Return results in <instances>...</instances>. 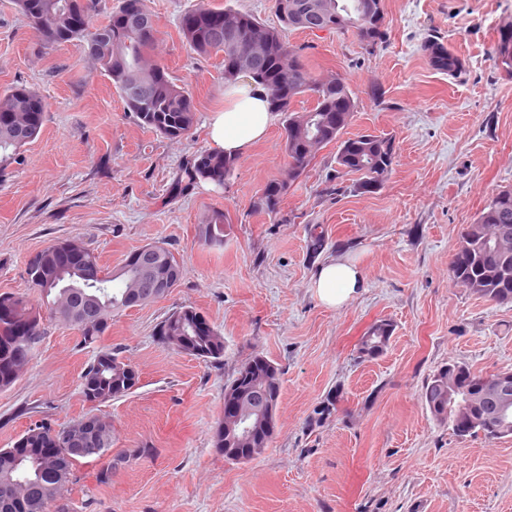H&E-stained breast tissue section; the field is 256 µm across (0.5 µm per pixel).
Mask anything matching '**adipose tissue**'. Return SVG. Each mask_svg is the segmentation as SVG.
<instances>
[{
    "mask_svg": "<svg viewBox=\"0 0 512 512\" xmlns=\"http://www.w3.org/2000/svg\"><path fill=\"white\" fill-rule=\"evenodd\" d=\"M276 118L252 80L239 79L225 87L224 109L211 117L210 144L214 150L228 155H245L256 143L267 139ZM364 286L361 268L347 257L323 264L311 281L315 298L329 308L343 306Z\"/></svg>",
    "mask_w": 512,
    "mask_h": 512,
    "instance_id": "obj_1",
    "label": "adipose tissue"
}]
</instances>
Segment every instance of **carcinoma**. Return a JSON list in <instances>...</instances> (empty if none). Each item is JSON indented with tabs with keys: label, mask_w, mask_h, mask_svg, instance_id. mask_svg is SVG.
<instances>
[{
	"label": "carcinoma",
	"mask_w": 512,
	"mask_h": 512,
	"mask_svg": "<svg viewBox=\"0 0 512 512\" xmlns=\"http://www.w3.org/2000/svg\"><path fill=\"white\" fill-rule=\"evenodd\" d=\"M314 0H275L280 26H270L253 15L232 6L220 9L201 6L186 14L180 21V33L191 51L200 56L222 54L224 65H229L240 49L255 47L254 79L264 88L274 112L281 115L283 150L288 157L281 178L265 185L254 201V208L267 214H278L283 196L303 175L313 155L307 141L313 139L323 148L336 145V173L341 178L359 175L357 189L373 193L380 189L393 170L388 155L394 139L373 133L345 136L356 109V94L342 74L319 79L302 60L300 49L288 42L287 29L312 31H341L336 25V14L319 18L307 12L306 5ZM339 3L342 15H351L360 41L370 39L372 44L385 42L387 28H378L365 36L361 20L366 15V0H330ZM19 11L27 18L37 37L47 47H58L73 41L88 43L94 64L110 79L120 94L126 111L138 123L168 138L190 133L196 123V112L191 93L178 85L167 69L148 59L156 27L152 13L144 0H122L111 12L105 25L94 24L95 0H16ZM72 8L80 12L85 26L79 30L65 23V12ZM422 50L433 69L450 77L464 71L461 59L437 36L425 38ZM512 30L500 29L495 50V63L512 75ZM307 95L315 105L299 112L294 109L295 98ZM36 100L40 110L27 109ZM46 118V105L38 92L15 86L0 93V175L22 160L23 148L41 132ZM239 159L201 150L184 166L174 185L180 191L199 182L216 187L234 174ZM227 218L221 210L211 211L197 226L198 238L208 246L224 245ZM73 240L66 239L50 245L43 251L44 279L29 280L43 297L48 298L50 311L64 307L67 314L56 319L73 327L80 334V343L92 345L111 327L112 318L120 313L153 302L145 296H133L136 262L124 260L128 270L115 275V270L103 268L99 257L84 249L85 266L64 259ZM497 262L507 267V275L492 277L488 264ZM453 284L497 304L512 303V190H503L493 197L468 225L461 236L450 266ZM0 363L11 358L26 336L45 335L42 316L27 298L12 293L0 294ZM197 309L179 307L170 312L157 326L156 335L171 349L209 361L224 358V336L211 329L206 337L180 343L186 336L195 335L193 320ZM392 325L379 321L362 337L358 351L361 357L374 359L382 355L390 342ZM273 369L266 388L256 391L255 399L267 396L280 399L281 370L270 360ZM133 365L112 348L100 350L81 374L80 389L86 402L105 403L119 399L129 390L114 391L112 386ZM421 399L431 416L440 423L454 425L445 407L448 406V388L438 384L436 377L427 379ZM114 429L104 420V433L96 449L76 452L65 444L61 434L45 424H37L24 432L19 444L22 448H59L66 467L63 471L41 460H20L6 448H0V512H70L66 493V477L74 476L77 465L86 459L100 461L112 449ZM64 501L59 507L57 501Z\"/></svg>",
	"instance_id": "cac0c4a2"
}]
</instances>
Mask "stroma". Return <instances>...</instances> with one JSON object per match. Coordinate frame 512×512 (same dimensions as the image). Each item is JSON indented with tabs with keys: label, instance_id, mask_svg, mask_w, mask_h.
<instances>
[{
	"label": "stroma",
	"instance_id": "35a3bbf8",
	"mask_svg": "<svg viewBox=\"0 0 512 512\" xmlns=\"http://www.w3.org/2000/svg\"><path fill=\"white\" fill-rule=\"evenodd\" d=\"M203 3L278 23L274 0H146L157 29L151 58L196 109L193 130L169 139L125 112L86 43L44 48L14 0H0V92L28 87L47 108L22 164L0 177V293L36 299L30 256L73 237L107 269L156 242L183 267L172 292L114 317L98 346L46 320L29 363L0 390V448L37 423L110 420L112 450L130 460L106 484L99 464L80 466L71 512H512V437H458L421 400L449 362L512 370V303L449 278L461 234L512 189V77L494 61L512 0H384L388 39L372 48L349 31L287 32L315 76L349 79L357 108L347 135L392 136L397 155L384 186L363 194L356 175L336 178L328 145L271 216L253 202L287 164L278 122L224 188L172 190L182 165L209 148V117L224 107L223 56L191 53L179 32L181 16ZM430 34L463 60L461 78L430 67L420 49ZM215 209L230 222L220 248L197 236ZM343 256L360 262L366 288L329 309L312 274ZM180 306L223 333L222 362L157 338L156 325ZM380 321L393 326L386 351L361 358V337ZM100 347L119 349L140 384L94 406L80 376ZM258 353L282 372L277 426L261 456L235 464L212 435L225 383Z\"/></svg>",
	"mask_w": 512,
	"mask_h": 512
}]
</instances>
